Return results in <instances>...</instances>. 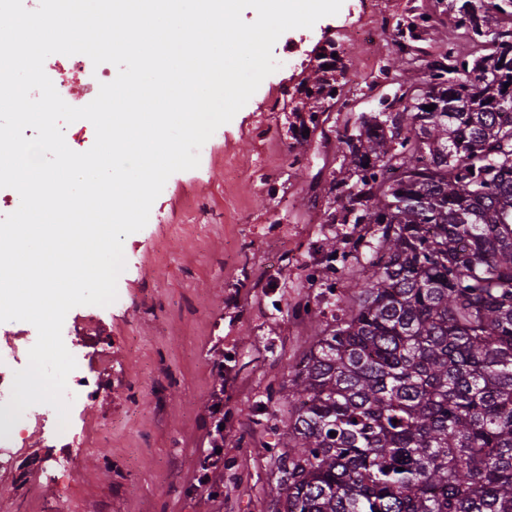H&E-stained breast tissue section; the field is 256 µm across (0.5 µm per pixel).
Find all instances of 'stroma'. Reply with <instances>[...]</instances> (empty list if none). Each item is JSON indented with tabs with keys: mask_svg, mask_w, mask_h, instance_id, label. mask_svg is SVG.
<instances>
[{
	"mask_svg": "<svg viewBox=\"0 0 512 512\" xmlns=\"http://www.w3.org/2000/svg\"><path fill=\"white\" fill-rule=\"evenodd\" d=\"M344 2L312 28L283 33L298 59L282 63L216 130L198 168L169 177L147 225L124 241L111 314L68 312L84 335L111 337V357L88 359L108 391L79 424L69 477L54 470L42 431L30 428L15 468L0 473V512H266L269 453L250 409L309 343L292 307L305 294L304 264L321 262L318 244L328 232L312 221L326 208L313 186L338 167L317 136L295 159L284 92L310 72L319 42L338 39L349 19L425 12L430 27L411 49L437 53L449 39L466 41L447 0H368L354 14L347 7L355 0ZM344 61L351 104L331 114L340 131L395 91L379 72L386 56L356 43ZM219 383L224 468L199 488Z\"/></svg>",
	"mask_w": 512,
	"mask_h": 512,
	"instance_id": "35a3bbf8",
	"label": "stroma"
}]
</instances>
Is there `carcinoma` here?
I'll return each instance as SVG.
<instances>
[{
    "instance_id": "cac0c4a2",
    "label": "carcinoma",
    "mask_w": 512,
    "mask_h": 512,
    "mask_svg": "<svg viewBox=\"0 0 512 512\" xmlns=\"http://www.w3.org/2000/svg\"><path fill=\"white\" fill-rule=\"evenodd\" d=\"M448 9L476 51L423 60L417 83L427 18L396 20L398 93L336 135L323 223L345 229L308 276L320 306L295 310L312 339L253 408L286 414L267 512H512V0ZM319 53L292 93L296 162L345 86L336 42Z\"/></svg>"
}]
</instances>
